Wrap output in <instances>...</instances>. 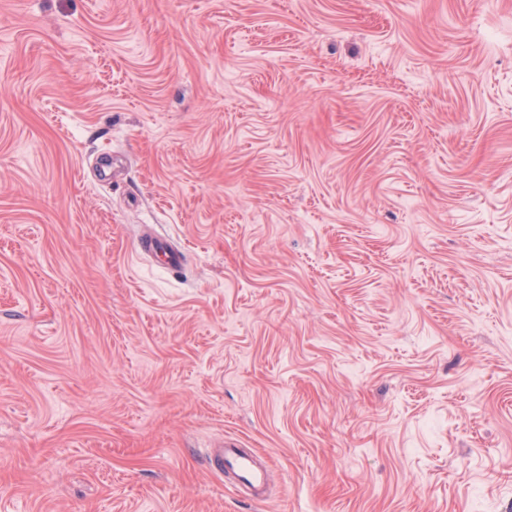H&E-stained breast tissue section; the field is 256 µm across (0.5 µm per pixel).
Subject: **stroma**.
I'll use <instances>...</instances> for the list:
<instances>
[{
    "mask_svg": "<svg viewBox=\"0 0 512 512\" xmlns=\"http://www.w3.org/2000/svg\"><path fill=\"white\" fill-rule=\"evenodd\" d=\"M0 512H512V0H0ZM142 250L162 256L168 270L179 271L183 266L184 256L181 250L174 248L163 240L144 237L139 240ZM257 454L240 448L234 440H224L208 452L211 467L230 477L236 486L251 491L254 499L263 494L268 476L267 469L257 462Z\"/></svg>",
    "mask_w": 512,
    "mask_h": 512,
    "instance_id": "stroma-1",
    "label": "stroma"
}]
</instances>
